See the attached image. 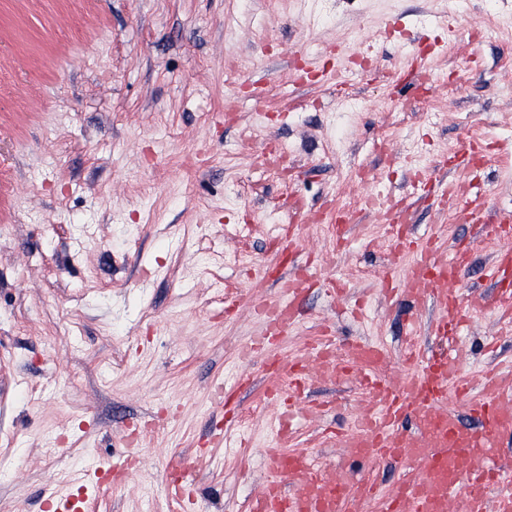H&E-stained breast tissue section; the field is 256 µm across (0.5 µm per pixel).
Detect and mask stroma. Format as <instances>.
<instances>
[{
  "label": "stroma",
  "mask_w": 512,
  "mask_h": 512,
  "mask_svg": "<svg viewBox=\"0 0 512 512\" xmlns=\"http://www.w3.org/2000/svg\"><path fill=\"white\" fill-rule=\"evenodd\" d=\"M0 0V512H53L110 458L130 467L86 512H248L266 449L309 452L327 473L393 485L398 463L335 439L364 396L309 376L325 412L276 435L286 379L322 329L337 352L370 341L385 375L439 343L431 314L389 299L383 196L416 243L471 250L465 297L490 293L502 242L477 226L512 213V0ZM447 85L424 92L417 72ZM267 91L252 97L255 88ZM484 139L483 167L448 154ZM287 147V176L263 164ZM429 192L414 193V166ZM375 181L360 188L354 174ZM482 197L460 220L461 201ZM303 204L301 212L289 206ZM352 215L344 245L337 212ZM308 273L296 316L266 351L262 303ZM462 376L512 365V335L481 311ZM179 471L187 499L165 481Z\"/></svg>",
  "instance_id": "1"
}]
</instances>
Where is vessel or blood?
<instances>
[{
    "label": "vessel or blood",
    "instance_id": "b4317fda",
    "mask_svg": "<svg viewBox=\"0 0 512 512\" xmlns=\"http://www.w3.org/2000/svg\"><path fill=\"white\" fill-rule=\"evenodd\" d=\"M466 246L445 255L434 239L416 250L402 283L417 300L430 301L438 310L433 336L449 338L465 326L473 310L459 287L467 268ZM493 293L485 304L512 313V249L502 250L489 268ZM330 336L314 346L312 367L331 380L348 378L350 365L364 371L362 382L371 394L356 430L344 439L350 455L367 461L390 458L408 470L407 478L382 489L375 483L344 475L326 477L311 457L279 448L266 459L274 480L256 498L250 512H346L348 505L373 501L377 512H512V461L498 449L512 439V374L494 368L484 373L477 397L468 410L474 426L461 423L448 408V394L468 395L458 375L457 350L429 354L408 348L409 367L386 380L377 369L386 360L376 344L354 343L344 362L329 359Z\"/></svg>",
    "mask_w": 512,
    "mask_h": 512
}]
</instances>
